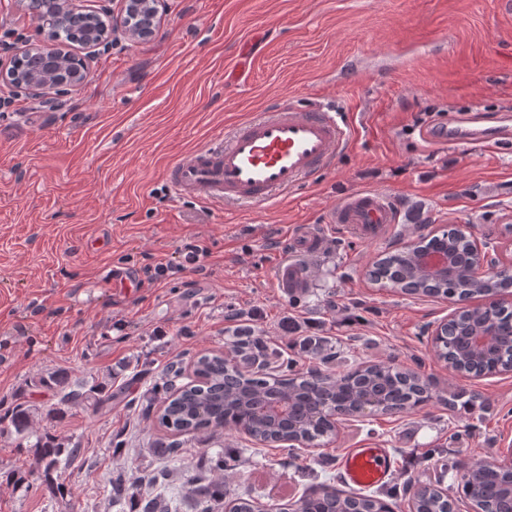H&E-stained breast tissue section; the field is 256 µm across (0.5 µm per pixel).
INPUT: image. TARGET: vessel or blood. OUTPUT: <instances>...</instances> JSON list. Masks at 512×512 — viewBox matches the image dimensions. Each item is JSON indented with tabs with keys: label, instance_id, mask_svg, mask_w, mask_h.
<instances>
[{
	"label": "vessel or blood",
	"instance_id": "1",
	"mask_svg": "<svg viewBox=\"0 0 512 512\" xmlns=\"http://www.w3.org/2000/svg\"><path fill=\"white\" fill-rule=\"evenodd\" d=\"M350 132V125L331 105L285 101L218 133L207 145L167 166L164 176L179 197L217 207L260 206L331 168L347 147ZM330 221L375 239L396 223L397 213L387 196L356 191L333 209ZM392 469L386 448H353L339 461L343 482L354 489L385 485Z\"/></svg>",
	"mask_w": 512,
	"mask_h": 512
}]
</instances>
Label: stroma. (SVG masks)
Wrapping results in <instances>:
<instances>
[{"instance_id":"stroma-1","label":"stroma","mask_w":512,"mask_h":512,"mask_svg":"<svg viewBox=\"0 0 512 512\" xmlns=\"http://www.w3.org/2000/svg\"><path fill=\"white\" fill-rule=\"evenodd\" d=\"M256 57L230 84L246 39ZM39 19L0 0V61L46 42ZM81 88L53 96V109L14 94L22 111L0 118V407L29 401L33 428L84 448L58 473L64 496L26 494L6 476L40 480L35 451L0 435V512H116L100 495L118 470L160 467L150 447L178 443L169 495L224 451V499L297 504L306 490L341 487L344 451L376 444L395 458L396 512L418 485L442 480L458 512L469 501L448 462L500 457L512 446V372L473 377L438 358L431 327L448 301L381 288L368 271L385 251L422 230L476 225L490 246L512 241V140L440 144L425 123L512 127V8L505 0H166L159 29L143 41L101 46ZM327 103L354 128L332 168L261 207L222 209L176 197L166 166L220 131L284 98ZM355 190L387 195L399 216L371 241L331 223ZM319 233L320 249L297 246L292 229ZM207 246L202 273L149 283L155 260L183 242ZM303 273L289 292L281 272ZM124 320L123 330L112 324ZM254 331L293 358L326 337L349 363L389 362L429 379L439 398L402 414L346 420L329 444L290 459L230 429L195 435L159 426L158 405L138 399L153 384L188 382L205 353L228 352ZM67 375L102 383L98 410L59 405L36 381ZM454 396V406L443 399Z\"/></svg>"}]
</instances>
